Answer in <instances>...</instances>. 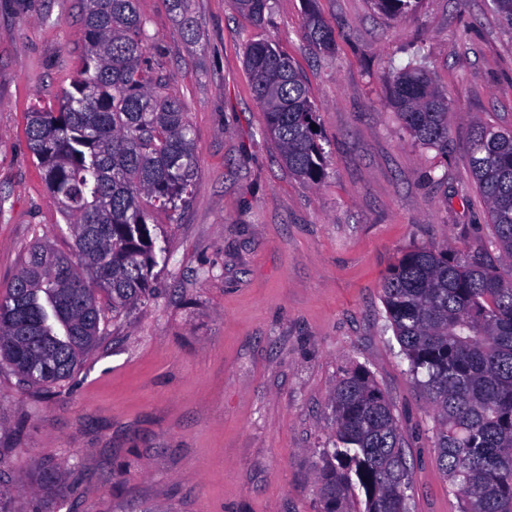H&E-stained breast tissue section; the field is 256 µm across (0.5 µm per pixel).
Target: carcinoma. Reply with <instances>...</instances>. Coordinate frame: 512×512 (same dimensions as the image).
<instances>
[{
	"label": "carcinoma",
	"mask_w": 512,
	"mask_h": 512,
	"mask_svg": "<svg viewBox=\"0 0 512 512\" xmlns=\"http://www.w3.org/2000/svg\"><path fill=\"white\" fill-rule=\"evenodd\" d=\"M264 24L269 0H233ZM393 17L417 0H374ZM86 54L59 109L30 113L27 139L49 192L71 229L75 256L38 243L0 297V361L22 384L48 389L68 380L101 335L102 293L116 315L155 299L157 236L149 207L186 203L196 169L193 129L180 100L153 86L156 45L136 0H84ZM323 52L334 34L308 16ZM424 49L395 72L389 101L419 144L448 152V95L429 74ZM244 63L265 133L299 179L319 183L326 155L299 72L272 42L254 40ZM471 179L493 225L490 246L512 264V130L479 123ZM386 319L409 372L435 412V463L461 512H512V275L504 277L446 246L404 252L383 278ZM335 446L317 490L322 512H409L411 467L389 398L362 366L331 394Z\"/></svg>",
	"instance_id": "1"
}]
</instances>
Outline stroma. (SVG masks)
Wrapping results in <instances>:
<instances>
[{"label":"stroma","instance_id":"1","mask_svg":"<svg viewBox=\"0 0 512 512\" xmlns=\"http://www.w3.org/2000/svg\"><path fill=\"white\" fill-rule=\"evenodd\" d=\"M255 28L231 0H188L197 39L164 0H137L158 91L193 127L185 207L156 209L157 297L104 307L102 334L72 377L44 393L0 363V504L35 512L46 472L56 512H320L333 448L329 397L368 369L410 449L411 512H459L435 464L432 411L386 326L383 275L417 247L497 267L487 209L468 171L474 122L512 128V30L491 0H420L403 18L372 0H270ZM335 50L306 37L309 11ZM82 0H0V296L35 241L74 240L26 136L57 109L86 51ZM272 40L301 74L327 152L315 186L292 175L263 129L243 64ZM425 46L454 101L447 154L416 142L389 80Z\"/></svg>","mask_w":512,"mask_h":512}]
</instances>
